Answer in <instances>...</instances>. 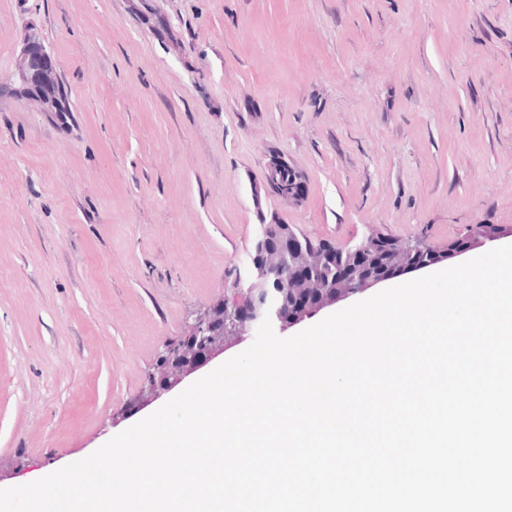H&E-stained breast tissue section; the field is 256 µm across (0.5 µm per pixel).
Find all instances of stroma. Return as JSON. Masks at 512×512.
Returning a JSON list of instances; mask_svg holds the SVG:
<instances>
[{
  "label": "stroma",
  "instance_id": "1",
  "mask_svg": "<svg viewBox=\"0 0 512 512\" xmlns=\"http://www.w3.org/2000/svg\"><path fill=\"white\" fill-rule=\"evenodd\" d=\"M0 489L91 455L263 217L312 242L512 226V0H0ZM303 202L261 189L270 158ZM13 77L20 97L40 102L44 112L65 110L67 93L61 85L58 64L35 26L24 35Z\"/></svg>",
  "mask_w": 512,
  "mask_h": 512
}]
</instances>
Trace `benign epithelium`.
<instances>
[{
  "mask_svg": "<svg viewBox=\"0 0 512 512\" xmlns=\"http://www.w3.org/2000/svg\"><path fill=\"white\" fill-rule=\"evenodd\" d=\"M14 79L20 97L40 102L43 111L65 110L66 91L58 64L34 26L24 35ZM262 184L285 199L301 202L305 198L304 178L280 157L267 163ZM511 236L512 227L502 229L496 237L484 238L472 225L448 245V253L455 259ZM381 245L388 251L396 249L401 263L385 275L359 280L365 268L377 259V248ZM425 251L440 257V252L422 238L386 243L374 237L359 246L309 253L292 226L275 221L261 225L260 239L251 253L249 277L237 283L231 296L187 315L185 335L180 342L166 346L158 356L154 372L144 383L140 403L155 402L228 349L245 341L265 317H270L271 323L282 330L297 326L324 309L403 274L424 269L425 265L413 258ZM324 267L331 268L335 278L315 290L309 288L316 272Z\"/></svg>",
  "mask_w": 512,
  "mask_h": 512,
  "instance_id": "7a95c632",
  "label": "benign epithelium"
}]
</instances>
